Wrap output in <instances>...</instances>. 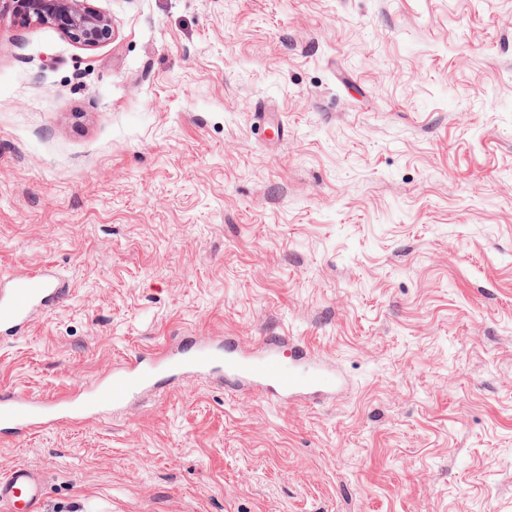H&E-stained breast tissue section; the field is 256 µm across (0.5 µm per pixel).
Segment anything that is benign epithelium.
<instances>
[{
	"label": "benign epithelium",
	"mask_w": 512,
	"mask_h": 512,
	"mask_svg": "<svg viewBox=\"0 0 512 512\" xmlns=\"http://www.w3.org/2000/svg\"><path fill=\"white\" fill-rule=\"evenodd\" d=\"M11 14L22 25L54 23L70 40L94 46L109 38L107 19L88 0H0V15Z\"/></svg>",
	"instance_id": "benign-epithelium-1"
}]
</instances>
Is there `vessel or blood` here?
I'll list each match as a JSON object with an SVG mask.
<instances>
[{"label":"vessel or blood","instance_id":"b4317fda","mask_svg":"<svg viewBox=\"0 0 512 512\" xmlns=\"http://www.w3.org/2000/svg\"><path fill=\"white\" fill-rule=\"evenodd\" d=\"M67 292L62 277L46 269L0 280V332L16 333L59 304ZM221 374L224 382L265 388L285 404L295 399L335 393L337 374L314 361L301 346L269 338L257 348L234 342L195 343L182 350H162L128 360L105 379L71 399H38L21 394L0 397V425L16 430L45 429L58 421L82 420L175 377ZM44 492L41 476L20 464L0 477V512H36Z\"/></svg>","mask_w":512,"mask_h":512}]
</instances>
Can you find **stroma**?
<instances>
[{
	"mask_svg": "<svg viewBox=\"0 0 512 512\" xmlns=\"http://www.w3.org/2000/svg\"><path fill=\"white\" fill-rule=\"evenodd\" d=\"M90 3L94 46L0 17V276L70 288L0 391L278 336L345 385L186 378L0 434V475L38 512H512V0ZM43 492L44 482L41 476L27 465H17L0 477L1 510L35 512Z\"/></svg>",
	"mask_w": 512,
	"mask_h": 512,
	"instance_id": "stroma-1",
	"label": "stroma"
}]
</instances>
